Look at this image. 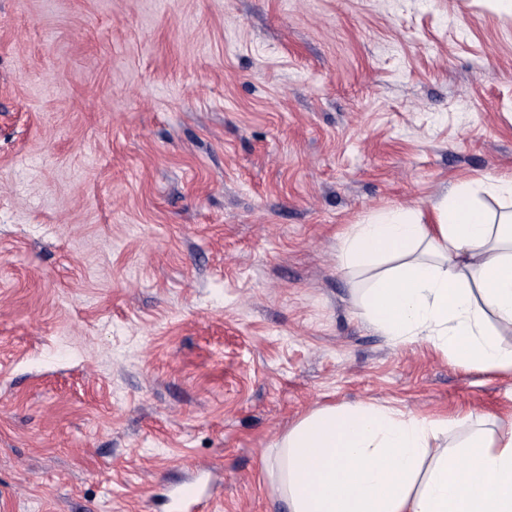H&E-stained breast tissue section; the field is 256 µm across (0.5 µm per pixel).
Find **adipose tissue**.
<instances>
[{"instance_id": "ef3b65f1", "label": "adipose tissue", "mask_w": 512, "mask_h": 512, "mask_svg": "<svg viewBox=\"0 0 512 512\" xmlns=\"http://www.w3.org/2000/svg\"><path fill=\"white\" fill-rule=\"evenodd\" d=\"M512 198V179L458 183L431 213L399 207L340 236L342 268L364 274L359 315L392 341L423 340L458 366L512 373V211L490 218L478 193ZM482 414L432 418L364 400L303 415L276 443L288 512H512V426ZM472 434L444 444L450 429Z\"/></svg>"}]
</instances>
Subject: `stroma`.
Here are the masks:
<instances>
[{"mask_svg":"<svg viewBox=\"0 0 512 512\" xmlns=\"http://www.w3.org/2000/svg\"><path fill=\"white\" fill-rule=\"evenodd\" d=\"M512 177L494 0H0V512H278L301 416L512 419L358 315L338 233Z\"/></svg>","mask_w":512,"mask_h":512,"instance_id":"35a3bbf8","label":"stroma"}]
</instances>
